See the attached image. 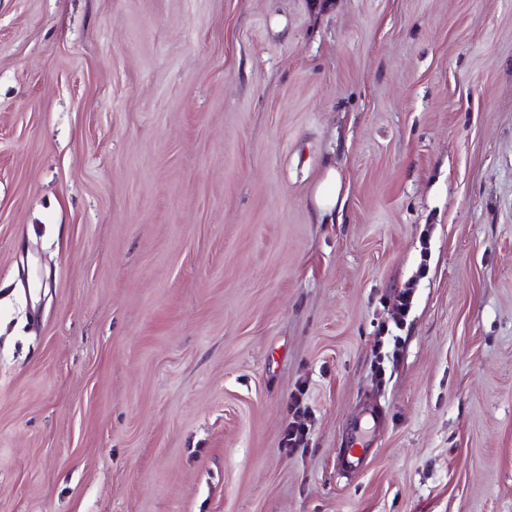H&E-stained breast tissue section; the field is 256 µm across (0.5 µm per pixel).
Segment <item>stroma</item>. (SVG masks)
I'll use <instances>...</instances> for the list:
<instances>
[{
	"instance_id": "35a3bbf8",
	"label": "stroma",
	"mask_w": 512,
	"mask_h": 512,
	"mask_svg": "<svg viewBox=\"0 0 512 512\" xmlns=\"http://www.w3.org/2000/svg\"><path fill=\"white\" fill-rule=\"evenodd\" d=\"M0 512H512V0H0ZM348 195V186L336 167H328L323 178L318 182L313 202L320 220L326 216H336L343 208Z\"/></svg>"
}]
</instances>
